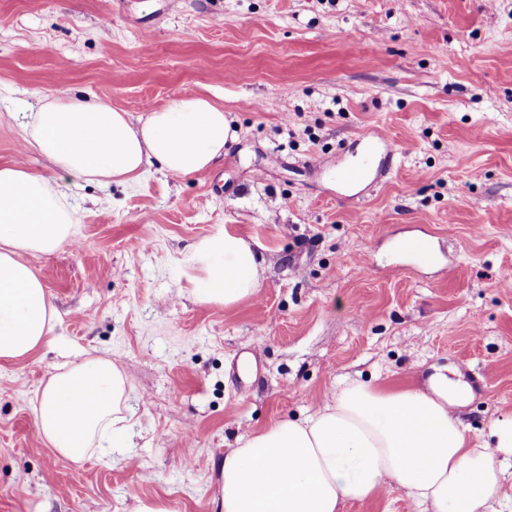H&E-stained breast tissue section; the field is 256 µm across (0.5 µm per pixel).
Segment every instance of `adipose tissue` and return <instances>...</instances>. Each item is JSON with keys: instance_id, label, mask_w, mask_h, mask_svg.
<instances>
[{"instance_id": "ef3b65f1", "label": "adipose tissue", "mask_w": 512, "mask_h": 512, "mask_svg": "<svg viewBox=\"0 0 512 512\" xmlns=\"http://www.w3.org/2000/svg\"><path fill=\"white\" fill-rule=\"evenodd\" d=\"M24 147L49 173L0 166V361L26 360L45 341L55 308L22 253L53 254L77 232L63 179L125 185L153 165L190 176L222 160L231 140L222 106L207 95L171 99L131 121L111 105L74 95L42 97L22 115ZM200 274L190 281L203 305L227 309L260 288L256 243L229 231L200 240ZM130 381L110 358L65 364L35 394V427L72 462L108 453L133 426ZM466 383L438 369L417 385L351 381L312 415L284 418L224 455L219 512H343L348 503L401 491L433 512H491L512 456V415L488 438L471 435L458 413Z\"/></svg>"}]
</instances>
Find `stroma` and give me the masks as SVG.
Here are the masks:
<instances>
[{"label": "stroma", "mask_w": 512, "mask_h": 512, "mask_svg": "<svg viewBox=\"0 0 512 512\" xmlns=\"http://www.w3.org/2000/svg\"><path fill=\"white\" fill-rule=\"evenodd\" d=\"M61 91L134 119L204 92L235 139L201 173L83 185L75 240L27 256L58 320L0 362V512H216L225 452L351 380L447 367L472 434L512 413V0H0V165L45 171L15 115ZM379 131L395 149L357 187L313 167ZM224 229L261 246L260 291L230 310L189 284ZM87 356L129 377L134 427L76 464L32 400Z\"/></svg>", "instance_id": "stroma-1"}]
</instances>
